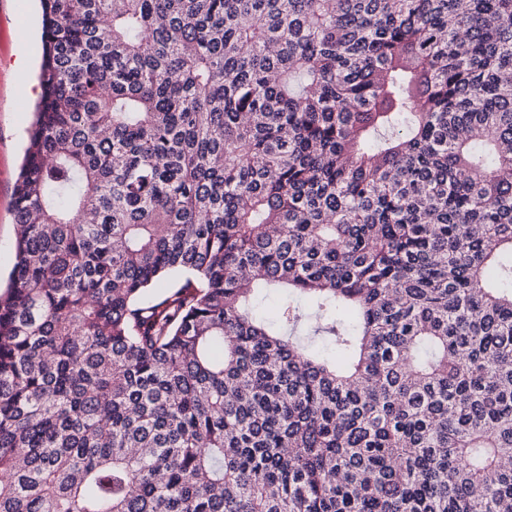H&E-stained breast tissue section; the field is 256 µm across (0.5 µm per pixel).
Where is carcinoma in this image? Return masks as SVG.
<instances>
[{
  "instance_id": "obj_1",
  "label": "carcinoma",
  "mask_w": 512,
  "mask_h": 512,
  "mask_svg": "<svg viewBox=\"0 0 512 512\" xmlns=\"http://www.w3.org/2000/svg\"><path fill=\"white\" fill-rule=\"evenodd\" d=\"M42 12L0 512H512V0Z\"/></svg>"
}]
</instances>
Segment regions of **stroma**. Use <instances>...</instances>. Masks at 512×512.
Masks as SVG:
<instances>
[{
  "mask_svg": "<svg viewBox=\"0 0 512 512\" xmlns=\"http://www.w3.org/2000/svg\"><path fill=\"white\" fill-rule=\"evenodd\" d=\"M33 63L42 55L37 0H0V277H7L18 233L15 189L36 98L14 73L20 54Z\"/></svg>",
  "mask_w": 512,
  "mask_h": 512,
  "instance_id": "1",
  "label": "stroma"
}]
</instances>
